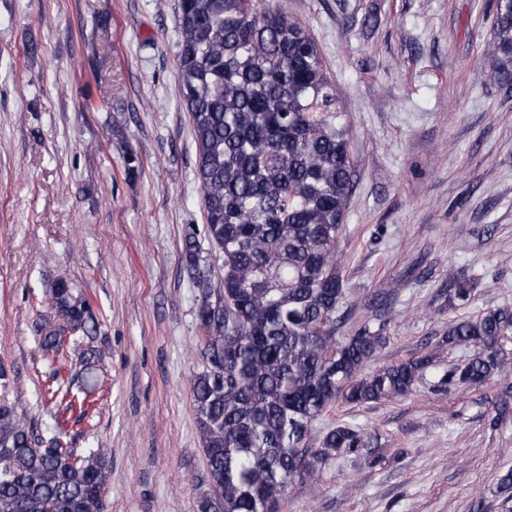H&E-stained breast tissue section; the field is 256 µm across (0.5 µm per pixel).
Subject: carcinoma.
<instances>
[{"instance_id": "carcinoma-1", "label": "carcinoma", "mask_w": 512, "mask_h": 512, "mask_svg": "<svg viewBox=\"0 0 512 512\" xmlns=\"http://www.w3.org/2000/svg\"><path fill=\"white\" fill-rule=\"evenodd\" d=\"M178 85L190 114L204 234L224 277L213 283L196 228L182 263L199 292L204 331L191 399L213 495L199 512H281L299 480L368 447L360 427L338 421L318 447L312 425L337 406L359 407L411 394L435 367L427 350L372 371L386 347L385 324L344 334L347 283L339 254L354 163L336 85L309 29L284 0H178ZM495 34L484 55L512 59V0H496ZM475 299L469 277L448 281V301ZM53 318L36 324L51 357L48 399L65 409L37 434L0 402V512H106L105 448H74L68 413L99 399L106 357L88 298L55 281ZM512 307L489 305L448 324L443 342L467 357L437 375L438 388L480 385L507 372ZM80 369H65V343Z\"/></svg>"}]
</instances>
